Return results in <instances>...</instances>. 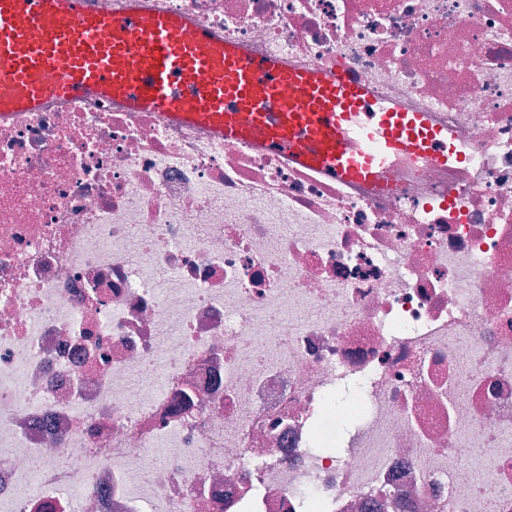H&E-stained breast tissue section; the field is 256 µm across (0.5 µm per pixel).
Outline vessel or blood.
<instances>
[{
	"instance_id": "obj_1",
	"label": "vessel or blood",
	"mask_w": 512,
	"mask_h": 512,
	"mask_svg": "<svg viewBox=\"0 0 512 512\" xmlns=\"http://www.w3.org/2000/svg\"><path fill=\"white\" fill-rule=\"evenodd\" d=\"M91 94L208 126L228 144L265 143L349 181L377 182L397 159L460 158L424 113L372 102L348 73L247 57L182 15L103 17L82 0H0V109Z\"/></svg>"
}]
</instances>
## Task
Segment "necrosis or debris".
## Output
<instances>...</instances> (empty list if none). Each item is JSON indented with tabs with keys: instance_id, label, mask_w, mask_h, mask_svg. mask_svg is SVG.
<instances>
[{
	"instance_id": "necrosis-or-debris-1",
	"label": "necrosis or debris",
	"mask_w": 512,
	"mask_h": 512,
	"mask_svg": "<svg viewBox=\"0 0 512 512\" xmlns=\"http://www.w3.org/2000/svg\"><path fill=\"white\" fill-rule=\"evenodd\" d=\"M89 7L345 68L465 159L377 188L97 95L0 115V512H512V0Z\"/></svg>"
}]
</instances>
